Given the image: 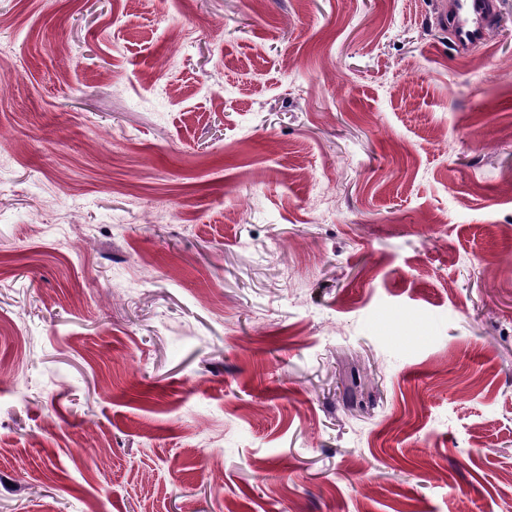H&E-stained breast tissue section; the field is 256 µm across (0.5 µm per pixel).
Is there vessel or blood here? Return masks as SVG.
Returning <instances> with one entry per match:
<instances>
[{
	"label": "vessel or blood",
	"instance_id": "1",
	"mask_svg": "<svg viewBox=\"0 0 512 512\" xmlns=\"http://www.w3.org/2000/svg\"><path fill=\"white\" fill-rule=\"evenodd\" d=\"M443 16L452 44L463 52L484 40L496 12L492 0H448Z\"/></svg>",
	"mask_w": 512,
	"mask_h": 512
}]
</instances>
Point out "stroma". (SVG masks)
Returning <instances> with one entry per match:
<instances>
[{"instance_id": "obj_1", "label": "stroma", "mask_w": 512, "mask_h": 512, "mask_svg": "<svg viewBox=\"0 0 512 512\" xmlns=\"http://www.w3.org/2000/svg\"><path fill=\"white\" fill-rule=\"evenodd\" d=\"M0 0V512H512V0ZM444 21L450 27V41L458 52L480 44L496 19L494 2L490 0H448Z\"/></svg>"}]
</instances>
